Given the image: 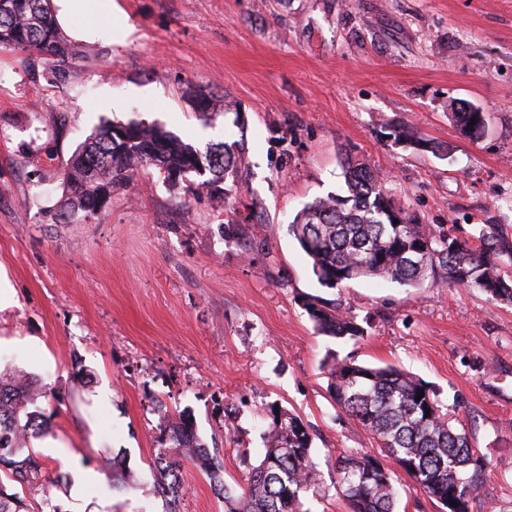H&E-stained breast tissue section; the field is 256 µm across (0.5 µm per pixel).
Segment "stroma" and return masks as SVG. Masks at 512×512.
Returning <instances> with one entry per match:
<instances>
[{
	"label": "stroma",
	"instance_id": "1",
	"mask_svg": "<svg viewBox=\"0 0 512 512\" xmlns=\"http://www.w3.org/2000/svg\"><path fill=\"white\" fill-rule=\"evenodd\" d=\"M52 0L87 55L56 76L43 56L0 50V367L47 394L33 406L68 461L46 455L62 512H167L150 460L164 411L190 413L198 436L243 483L240 451L259 456L263 410L300 416L320 475L310 512H349L332 477L342 450L376 441L338 409L327 352L422 379L489 465L472 512H512V304L468 288H412L362 277L321 286L289 231L302 207L343 184L340 159L363 160L433 229L512 238V0ZM198 85L229 110L199 121ZM485 134H460L462 105ZM159 125L199 149L238 143L244 164L224 200L170 186L154 168L115 186L97 215L60 222L58 177L102 119ZM408 127L446 145L393 143ZM340 303L362 339L317 334L307 296ZM106 401H97L100 391ZM123 459L140 481L108 478L69 497L74 473ZM180 512H224L205 475L183 463ZM42 490L28 492L40 512ZM479 112L483 113L479 115ZM453 117L459 131L470 138L480 137L487 125V115L477 107H469L466 112H453ZM472 117H475V124H470Z\"/></svg>",
	"mask_w": 512,
	"mask_h": 512
}]
</instances>
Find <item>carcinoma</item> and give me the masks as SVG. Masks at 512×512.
Returning <instances> with one entry per match:
<instances>
[{
  "mask_svg": "<svg viewBox=\"0 0 512 512\" xmlns=\"http://www.w3.org/2000/svg\"><path fill=\"white\" fill-rule=\"evenodd\" d=\"M0 48L36 52L58 67L74 68L84 60L58 26L52 0H0ZM192 100L205 121L223 109V98L211 91L195 90ZM453 117L467 137L478 138L485 131V115L455 112ZM391 135L398 144L442 151L407 129ZM240 163L234 145L226 142L202 152L160 127L104 119L61 173L66 195L60 220L78 211L95 215L113 186L129 183L146 168L160 170L172 184L194 174L201 178L196 188L217 191L224 179L236 176ZM341 168L346 195L315 199L289 224L321 285L336 288L345 281L376 277L411 287L476 288L493 300L512 303V279L502 272L503 265L512 263V242L491 226L480 230L476 246L436 231L395 201L371 168L349 158ZM305 310L321 335L337 340L364 336L356 317L338 304L311 296ZM326 365L336 406L374 436L379 452L392 458L417 490L437 501L441 512H470V503L482 493L485 458L451 424L428 385L394 366H361L338 360L332 352ZM44 393L27 373L0 371V466L20 488L39 482L48 495L60 478L45 476L30 448L47 421L28 411ZM421 393L424 397L417 398ZM264 419L263 451L254 464L250 451H241L247 476L236 490L224 483L223 466L198 438L190 415L168 418L161 423L162 447L153 459V494L166 501L168 512H178L186 459L213 482L225 512H310L303 509L304 500L319 488L313 439L298 415L275 404L264 410ZM106 475L114 488L130 486L120 462H110ZM334 483L350 512H395L398 493L392 473L368 451L338 452ZM0 512H29L25 497L0 485Z\"/></svg>",
  "mask_w": 512,
  "mask_h": 512,
  "instance_id": "1",
  "label": "carcinoma"
}]
</instances>
